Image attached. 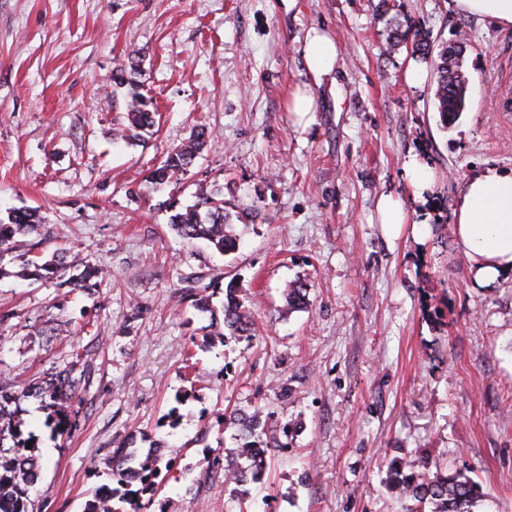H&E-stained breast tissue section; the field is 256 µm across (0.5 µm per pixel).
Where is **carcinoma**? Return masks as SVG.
<instances>
[{"instance_id":"cac0c4a2","label":"carcinoma","mask_w":512,"mask_h":512,"mask_svg":"<svg viewBox=\"0 0 512 512\" xmlns=\"http://www.w3.org/2000/svg\"><path fill=\"white\" fill-rule=\"evenodd\" d=\"M413 52L422 58H434L436 80L435 97L437 110L443 125L453 121L464 109L466 77L461 70L462 45H438L418 43ZM140 58L139 52L130 53L129 68H121L112 74V82L127 88L125 108L126 121L118 131L121 140L128 144L146 143L154 135L156 110L153 99L140 92L137 80ZM210 131L199 126L193 130L188 141L169 151L165 159L149 174L150 180L163 184L178 176L185 175L195 158L206 147ZM196 203L185 208L172 206L169 221L173 231L186 242L205 239L214 248L225 254L236 248V237L230 230L231 214L224 212V189L197 184ZM42 218L29 208H16L8 212L6 218L0 217V252L20 249L25 246L24 237L33 232ZM24 270L39 279H58L60 285L73 289H90L97 286L93 279L100 271L74 258L67 260V253L60 252L42 263L23 259ZM198 308L206 309L211 315L216 311L210 304V295L197 287L185 291ZM288 310L297 311L307 305V286L302 282L289 283L283 292ZM224 340H239L251 337L252 309L245 299L238 295L233 285L225 289ZM49 398L47 406L56 409V425L65 431L72 427L69 407L75 401V393L66 388V384L45 392ZM16 396L4 390L0 384V512H33L30 500V488L40 475V456L36 446H27L17 440L15 414L2 407L6 401ZM227 424H238L247 431L252 441L234 449L224 465V473L234 474L237 481H247L246 475L258 474L252 457L245 452L247 448L263 446L261 434L257 430L262 425L261 412L250 416L232 411L224 417ZM12 441L10 450L4 449V441ZM160 457L153 452L140 456L123 446L112 452V477L119 487L109 490L107 505H102L100 491H95L92 500L85 505V512H116L112 505L114 499L130 501L142 495L155 492V479L160 473ZM432 462L424 457L407 461H396L389 472L388 485L395 490L404 504V512H484L482 507L489 501V494L462 472L444 474L441 470H431Z\"/></svg>"}]
</instances>
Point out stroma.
Returning <instances> with one entry per match:
<instances>
[{
	"label": "stroma",
	"mask_w": 512,
	"mask_h": 512,
	"mask_svg": "<svg viewBox=\"0 0 512 512\" xmlns=\"http://www.w3.org/2000/svg\"><path fill=\"white\" fill-rule=\"evenodd\" d=\"M313 26L338 48L318 83L300 53ZM418 40L466 44L449 125ZM134 50L160 114L144 146L113 136L126 112L112 73ZM304 84L306 127L288 109ZM511 97L512 28L454 0H0V217L38 209L31 258L71 251L107 279L73 291L0 259V383L37 439L34 512H84L127 442L169 467L123 512H402L390 465L423 454L512 512V276L476 286L452 220L472 174L512 169V111L498 108ZM199 124L214 139L188 174L149 182ZM200 183L224 189L227 255L168 226ZM388 193L410 219L395 237L376 212ZM232 280L253 337L225 342L183 290L219 285L218 309ZM294 280L308 305L290 313ZM68 365L79 399L62 436L31 390ZM257 407L278 447L242 498L224 463L243 435L222 420Z\"/></svg>",
	"instance_id": "obj_1"
}]
</instances>
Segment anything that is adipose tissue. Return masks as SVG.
I'll use <instances>...</instances> for the list:
<instances>
[{
    "label": "adipose tissue",
    "instance_id": "obj_1",
    "mask_svg": "<svg viewBox=\"0 0 512 512\" xmlns=\"http://www.w3.org/2000/svg\"><path fill=\"white\" fill-rule=\"evenodd\" d=\"M301 54L314 78L336 68L337 47L326 28L307 31ZM453 224L476 285L490 287L512 274V171L489 166L472 175L454 205Z\"/></svg>",
    "mask_w": 512,
    "mask_h": 512
}]
</instances>
